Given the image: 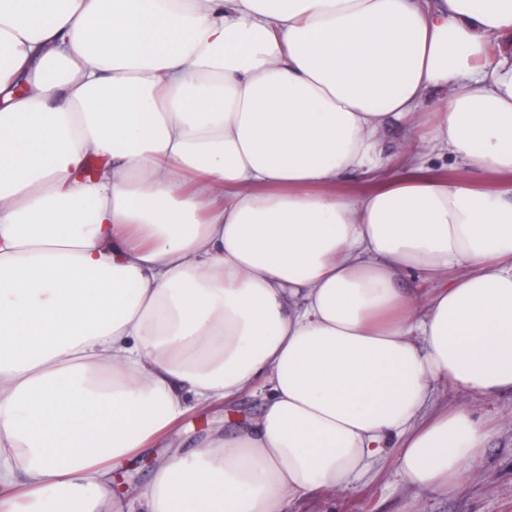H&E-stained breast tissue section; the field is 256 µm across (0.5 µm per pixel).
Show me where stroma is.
<instances>
[{
	"label": "stroma",
	"instance_id": "35a3bbf8",
	"mask_svg": "<svg viewBox=\"0 0 512 512\" xmlns=\"http://www.w3.org/2000/svg\"><path fill=\"white\" fill-rule=\"evenodd\" d=\"M380 149L394 170L400 167L405 152L414 149L430 175L472 182L487 190L502 185L495 176L468 174L447 153L432 149L424 126H391L380 141ZM433 402L438 406L468 407L490 427L481 462L467 468L452 492L432 493L407 485L390 455L358 477L352 489H320L289 501L285 512H512V391L505 389L493 397L482 398L440 385L435 389ZM263 405L262 388L257 385L232 403L185 413L157 447L142 450L113 471V491L145 487L164 457L175 452L192 453L215 435L237 432L260 415Z\"/></svg>",
	"mask_w": 512,
	"mask_h": 512
}]
</instances>
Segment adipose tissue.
I'll list each match as a JSON object with an SVG mask.
<instances>
[{
	"label": "adipose tissue",
	"instance_id": "ef3b65f1",
	"mask_svg": "<svg viewBox=\"0 0 512 512\" xmlns=\"http://www.w3.org/2000/svg\"><path fill=\"white\" fill-rule=\"evenodd\" d=\"M510 32L512 0H0V512H282L391 452L454 487L487 428L431 393L512 389V187L378 147L436 91L434 148L512 175ZM258 380L255 421L112 493Z\"/></svg>",
	"mask_w": 512,
	"mask_h": 512
}]
</instances>
